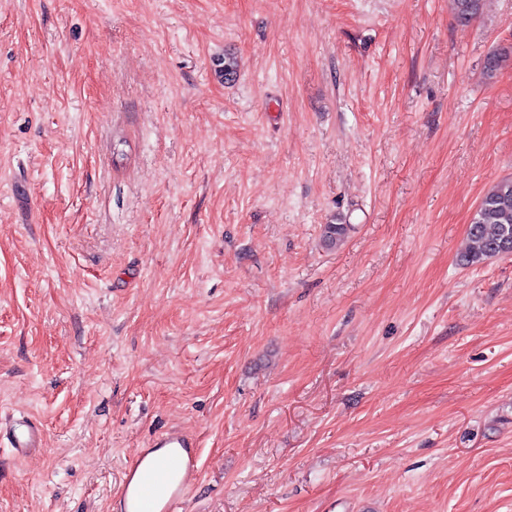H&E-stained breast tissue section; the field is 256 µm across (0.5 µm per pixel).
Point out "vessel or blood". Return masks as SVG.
Segmentation results:
<instances>
[{"label":"vessel or blood","instance_id":"b4317fda","mask_svg":"<svg viewBox=\"0 0 512 512\" xmlns=\"http://www.w3.org/2000/svg\"><path fill=\"white\" fill-rule=\"evenodd\" d=\"M6 439L9 448L23 457L42 445V426L33 418L22 416L0 425V439ZM156 448L173 449L170 465L149 469L137 492L136 512H153L155 498L166 494L162 512H177L186 489L198 470L199 457L195 452V437L187 432L171 430L159 435L152 442Z\"/></svg>","mask_w":512,"mask_h":512}]
</instances>
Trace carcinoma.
<instances>
[{
    "label": "carcinoma",
    "mask_w": 512,
    "mask_h": 512,
    "mask_svg": "<svg viewBox=\"0 0 512 512\" xmlns=\"http://www.w3.org/2000/svg\"><path fill=\"white\" fill-rule=\"evenodd\" d=\"M454 20L467 25L476 19L482 8V0H451ZM512 64V49L502 47L490 53L485 61L486 78H494L507 64ZM346 224H326L323 242L330 248L340 245L347 234ZM468 244L460 262L473 266L493 259L496 246L507 240L512 243V177L497 181L481 198L468 229Z\"/></svg>",
    "instance_id": "carcinoma-1"
}]
</instances>
